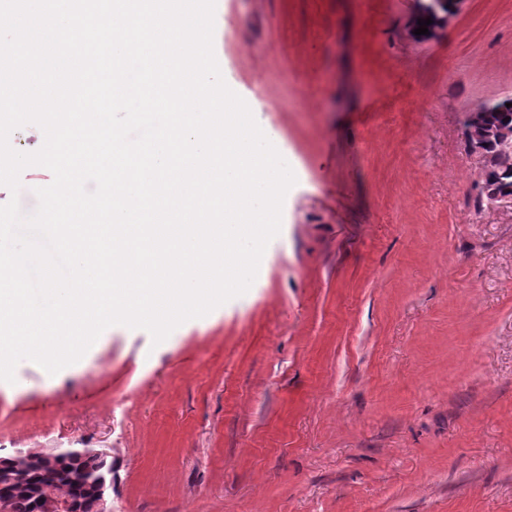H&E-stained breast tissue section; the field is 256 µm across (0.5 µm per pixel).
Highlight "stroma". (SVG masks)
Instances as JSON below:
<instances>
[{
	"mask_svg": "<svg viewBox=\"0 0 512 512\" xmlns=\"http://www.w3.org/2000/svg\"><path fill=\"white\" fill-rule=\"evenodd\" d=\"M224 0L226 84L291 167L250 289L0 381V454L109 449L112 512H512V209L460 118L512 94V0Z\"/></svg>",
	"mask_w": 512,
	"mask_h": 512,
	"instance_id": "stroma-1",
	"label": "stroma"
}]
</instances>
